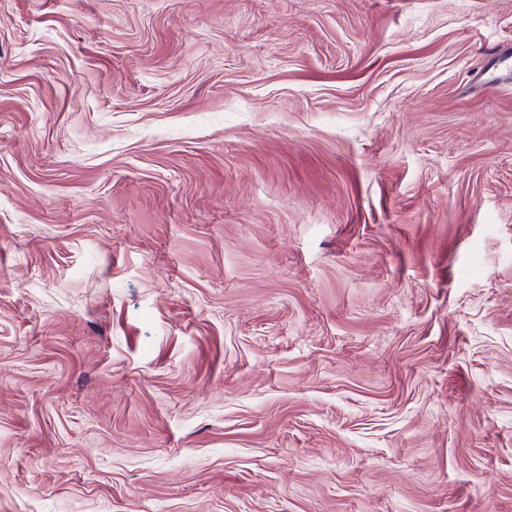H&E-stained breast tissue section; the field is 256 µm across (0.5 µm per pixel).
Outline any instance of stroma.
<instances>
[{
  "mask_svg": "<svg viewBox=\"0 0 512 512\" xmlns=\"http://www.w3.org/2000/svg\"><path fill=\"white\" fill-rule=\"evenodd\" d=\"M0 512H512V0H0Z\"/></svg>",
  "mask_w": 512,
  "mask_h": 512,
  "instance_id": "stroma-1",
  "label": "stroma"
}]
</instances>
